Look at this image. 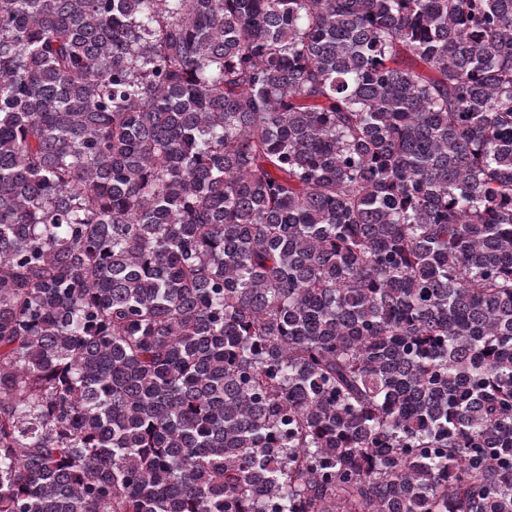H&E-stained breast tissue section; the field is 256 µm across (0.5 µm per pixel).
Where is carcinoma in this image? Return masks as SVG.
I'll return each mask as SVG.
<instances>
[{
    "mask_svg": "<svg viewBox=\"0 0 512 512\" xmlns=\"http://www.w3.org/2000/svg\"><path fill=\"white\" fill-rule=\"evenodd\" d=\"M0 512H512V0H0Z\"/></svg>",
    "mask_w": 512,
    "mask_h": 512,
    "instance_id": "cac0c4a2",
    "label": "carcinoma"
}]
</instances>
